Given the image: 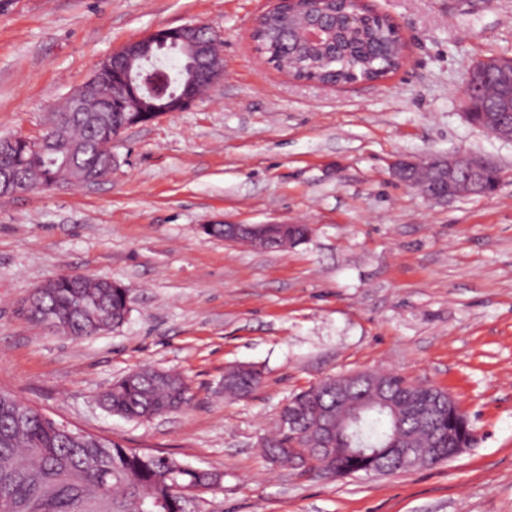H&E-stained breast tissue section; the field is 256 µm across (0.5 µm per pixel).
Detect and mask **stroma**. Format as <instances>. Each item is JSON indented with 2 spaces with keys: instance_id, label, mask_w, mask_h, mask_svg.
Segmentation results:
<instances>
[{
  "instance_id": "obj_1",
  "label": "stroma",
  "mask_w": 512,
  "mask_h": 512,
  "mask_svg": "<svg viewBox=\"0 0 512 512\" xmlns=\"http://www.w3.org/2000/svg\"><path fill=\"white\" fill-rule=\"evenodd\" d=\"M274 0H0V137L33 136L122 44L184 24L222 38L224 78L188 109L129 127L110 176L0 197V390L70 427L223 476L191 512H512V142L472 124L473 65L512 57V0H364L407 58L346 86L295 80L256 53ZM462 153L498 189L445 203L393 177ZM305 224L264 250L209 224ZM74 272L132 291L125 323L74 340L28 319L33 288ZM262 384L224 397V371ZM151 367L182 410L129 420L101 392ZM398 372L448 390L477 441L405 473L303 475L262 441L288 398L330 375Z\"/></svg>"
}]
</instances>
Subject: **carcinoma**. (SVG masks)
<instances>
[{"label":"carcinoma","mask_w":512,"mask_h":512,"mask_svg":"<svg viewBox=\"0 0 512 512\" xmlns=\"http://www.w3.org/2000/svg\"><path fill=\"white\" fill-rule=\"evenodd\" d=\"M324 23L329 27L330 42L324 46L301 45L291 52L301 57L305 75L324 82L346 83L354 78L380 79L394 71L400 54L396 32L385 20L368 15L362 27L349 32L340 27L336 14L342 5L336 0L326 5ZM272 22L256 34L257 49L274 64L285 56L284 22L293 25L300 18L276 10ZM165 58L177 60L170 72L173 81L162 97L152 94L140 80H135L136 96L124 103L112 97V82L85 83L84 111H72L71 101L53 114L50 126L76 145L70 165L56 162L51 151L34 152L20 140H0V170L14 182L37 181L51 189L65 184L68 177L93 179L108 163L100 144L112 134V124L137 125L156 117L152 109L166 104L183 84L198 80L196 61L181 46L163 50ZM467 110L479 121L487 111L509 112L512 100L508 87L497 75L488 74L465 91ZM500 180L493 166L485 170L476 194L494 191ZM309 235L304 224L288 226V237L281 246H296ZM36 301L29 309L38 323L51 313L62 324L61 333L72 339L95 336L120 327L130 310L131 293L126 286L97 277L62 273L35 289ZM342 376H328L315 385L294 394L282 413L294 418V425L279 430L266 444V454L273 461L285 460L299 469L337 478L355 473L394 472L391 449L410 448L415 466H427L416 447L425 443L431 448L448 447V434L470 437L472 427L466 413L457 404L443 408L431 419L426 413V395L440 389L426 390L398 373L386 375V390L402 391L401 417L378 407L362 412L364 428L372 447L379 455L358 457L345 454L328 459L315 449L325 420L322 412L358 401L368 395L366 383L346 395L336 391ZM262 374L250 365H234L224 370V394L235 398L250 396L261 384ZM188 385L177 375L145 367L133 370L101 395L102 405L115 415L147 420L181 409L188 402ZM71 472L83 475L80 482L68 479ZM211 471L195 468L178 460L149 453H139L110 439L91 433L76 434L43 415L34 406L15 397L0 395V512H80V506L94 496L104 483L112 484V512H188L189 501L173 493V484L184 488L188 496L205 488Z\"/></svg>","instance_id":"1"}]
</instances>
